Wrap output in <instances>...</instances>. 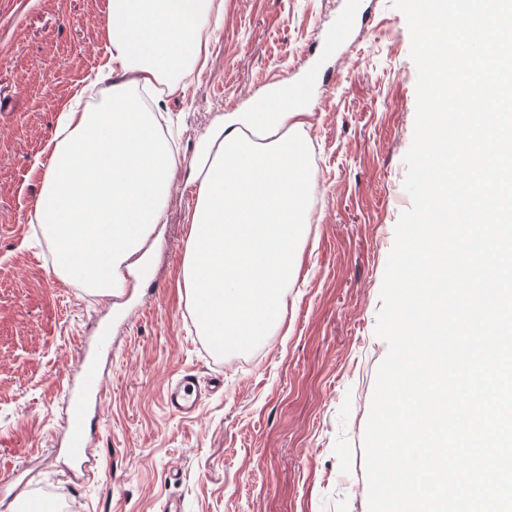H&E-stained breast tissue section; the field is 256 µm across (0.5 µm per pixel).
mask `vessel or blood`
I'll list each match as a JSON object with an SVG mask.
<instances>
[{"instance_id":"vessel-or-blood-1","label":"vessel or blood","mask_w":512,"mask_h":512,"mask_svg":"<svg viewBox=\"0 0 512 512\" xmlns=\"http://www.w3.org/2000/svg\"><path fill=\"white\" fill-rule=\"evenodd\" d=\"M353 26L352 11L348 9L340 11L336 16L335 35L320 41V54L332 53L338 43L349 39ZM79 369L78 386L68 394L67 410L62 421V434L66 440V454L71 466L83 471L93 463L85 430L87 413L91 400L101 399L105 378L99 366L88 358H81ZM200 399L201 392L194 378L189 375L171 382L166 390V404L176 414L193 413L198 407Z\"/></svg>"}]
</instances>
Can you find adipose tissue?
<instances>
[{"mask_svg":"<svg viewBox=\"0 0 512 512\" xmlns=\"http://www.w3.org/2000/svg\"><path fill=\"white\" fill-rule=\"evenodd\" d=\"M223 0H108L107 58L96 103L76 90L39 173L35 221L55 271L111 297L142 279L140 250L164 218L176 169L139 90L178 95L206 60ZM306 102L231 112L210 132L184 266L198 327L220 351H244L284 322L300 262L312 173Z\"/></svg>","mask_w":512,"mask_h":512,"instance_id":"adipose-tissue-1","label":"adipose tissue"}]
</instances>
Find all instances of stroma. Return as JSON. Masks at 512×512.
Segmentation results:
<instances>
[{"label": "stroma", "mask_w": 512, "mask_h": 512, "mask_svg": "<svg viewBox=\"0 0 512 512\" xmlns=\"http://www.w3.org/2000/svg\"><path fill=\"white\" fill-rule=\"evenodd\" d=\"M344 0H224L205 67L157 114L176 175L152 238L154 278L112 298L55 273L34 210L58 115L106 53L104 0H0V512L46 494L59 512H369L366 427L387 344L375 333L394 228L410 208L404 157L417 70L404 15L366 20L323 59L316 40ZM305 130L315 191L282 328L246 352L214 350L196 324L183 259L203 138L224 113L311 67ZM114 345L91 406L94 470L70 472L59 436L80 348ZM191 373L215 392L188 417L165 405Z\"/></svg>", "instance_id": "stroma-1"}]
</instances>
